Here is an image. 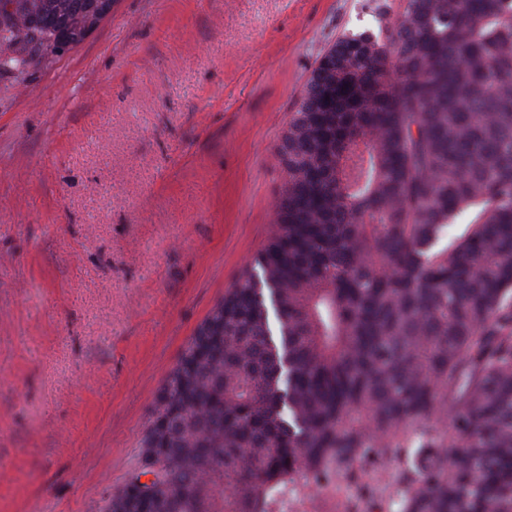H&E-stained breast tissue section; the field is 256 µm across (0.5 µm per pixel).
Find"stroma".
I'll return each mask as SVG.
<instances>
[{
  "label": "stroma",
  "mask_w": 512,
  "mask_h": 512,
  "mask_svg": "<svg viewBox=\"0 0 512 512\" xmlns=\"http://www.w3.org/2000/svg\"><path fill=\"white\" fill-rule=\"evenodd\" d=\"M367 0H117L0 74V512H107L157 395L271 234L276 158ZM403 461L338 482L339 512Z\"/></svg>",
  "instance_id": "1"
}]
</instances>
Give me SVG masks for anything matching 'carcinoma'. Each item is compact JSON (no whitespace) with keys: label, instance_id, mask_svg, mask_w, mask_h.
Segmentation results:
<instances>
[{"label":"carcinoma","instance_id":"carcinoma-1","mask_svg":"<svg viewBox=\"0 0 512 512\" xmlns=\"http://www.w3.org/2000/svg\"><path fill=\"white\" fill-rule=\"evenodd\" d=\"M35 41L19 26L0 55L33 65ZM277 160L276 230L109 512H268L299 477L402 454L394 512H512V0H402L338 38Z\"/></svg>","mask_w":512,"mask_h":512}]
</instances>
